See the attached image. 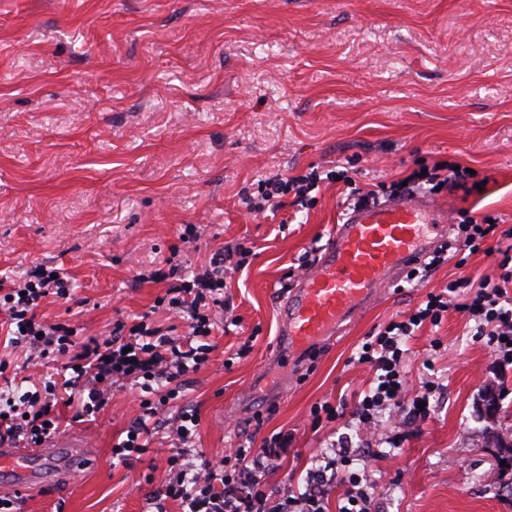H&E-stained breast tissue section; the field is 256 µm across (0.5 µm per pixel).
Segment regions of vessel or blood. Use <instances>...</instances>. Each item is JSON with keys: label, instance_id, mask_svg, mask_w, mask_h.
<instances>
[{"label": "vessel or blood", "instance_id": "1", "mask_svg": "<svg viewBox=\"0 0 512 512\" xmlns=\"http://www.w3.org/2000/svg\"><path fill=\"white\" fill-rule=\"evenodd\" d=\"M447 224V214L416 198L348 213L281 308L280 330L291 347L338 334L437 246ZM56 453L49 443L0 448V473L10 486H30L43 480L45 462Z\"/></svg>", "mask_w": 512, "mask_h": 512}]
</instances>
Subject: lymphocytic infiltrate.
I'll return each mask as SVG.
<instances>
[{
  "label": "lymphocytic infiltrate",
  "mask_w": 512,
  "mask_h": 512,
  "mask_svg": "<svg viewBox=\"0 0 512 512\" xmlns=\"http://www.w3.org/2000/svg\"><path fill=\"white\" fill-rule=\"evenodd\" d=\"M337 176L332 167H312L302 175L277 174L262 180L245 205L249 212L262 214L276 210L290 196L302 206L322 181L331 182ZM468 176L464 167L435 166L413 171L405 181H391L377 191L352 187L349 200L354 205L376 204L381 196L408 197L427 185L459 188ZM452 230L451 245L440 247L430 261L412 269L408 284L428 282L431 274L447 263L449 252L475 254L492 238L502 257L499 274L449 281L439 292H428L401 319L379 327L358 351V364L373 373L368 388L350 408L341 401L316 403L310 411L311 427L319 429L348 415L367 435L385 410L401 404L410 422L430 418L437 387L429 381L422 391L409 393L405 371L408 342L425 327L440 326L449 312L473 321L477 335L486 337L495 355L512 358V227L502 230L471 219L453 225ZM253 256L252 249L240 245L221 247L193 272L184 271L174 256L149 272L153 282L168 285L158 306L186 316L188 331L180 337L146 313L130 324L115 322L108 338L92 336L81 344L76 340L77 329L62 322L41 321L37 315L45 299L70 297L69 278L36 263L23 276L1 279L0 327L6 329L9 347L21 349L28 360L41 366L60 364L61 370L28 378V388L21 396L0 397V446L41 447L58 429L59 406L71 408L75 417L87 416L131 383L141 391L139 414L128 427L129 438L115 444L112 455L124 463L143 455L150 436L160 427V413L180 404L183 377L208 360L211 347L204 339L224 317L227 270L250 265ZM197 425L195 413L181 406L173 431L176 446L167 459L168 477L146 498L151 512H165L164 503L169 499L180 502L186 512H328V499L336 488L343 500L338 512H373V483L362 464L378 456V449L356 448L351 441H342L323 464L309 469L303 486L276 490L269 486L267 476L287 456L291 434L280 432L260 440L255 433H244L233 452L211 456L193 445ZM195 459L200 462L196 468L191 465Z\"/></svg>",
  "instance_id": "lymphocytic-infiltrate-1"
}]
</instances>
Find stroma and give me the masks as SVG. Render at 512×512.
Returning <instances> with one entry per match:
<instances>
[{"label":"stroma","mask_w":512,"mask_h":512,"mask_svg":"<svg viewBox=\"0 0 512 512\" xmlns=\"http://www.w3.org/2000/svg\"><path fill=\"white\" fill-rule=\"evenodd\" d=\"M334 160L367 190L421 166L471 168L473 188L433 202L512 227V0H0V278L60 268L72 295L38 315L85 338L151 310L165 286L145 275L173 246L190 269L218 247H251L209 361L183 387L196 447L228 453L234 427L263 414L261 436L292 435L267 476L279 488L344 439L383 451L399 439V456L368 467L376 512H512L494 446L512 442V365L458 314L411 341L409 388L440 387L425 424L393 409L367 437L311 429L315 403L366 386L369 371L348 359L374 328L501 260L480 252L425 287L384 289L313 351H289L278 321L288 273L342 223L347 191L325 183L309 208L268 217L242 196ZM188 224L204 226L203 244L180 245ZM137 394L80 421L60 409L58 437L87 441L86 463L74 475L49 466L23 512H143L168 474L178 408L161 414L146 454L115 461Z\"/></svg>","instance_id":"35a3bbf8"}]
</instances>
